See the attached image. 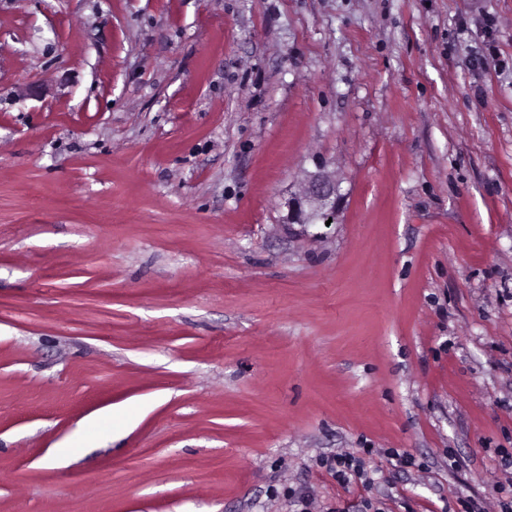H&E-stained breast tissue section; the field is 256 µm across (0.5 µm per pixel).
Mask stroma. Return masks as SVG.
Listing matches in <instances>:
<instances>
[{
    "label": "stroma",
    "mask_w": 512,
    "mask_h": 512,
    "mask_svg": "<svg viewBox=\"0 0 512 512\" xmlns=\"http://www.w3.org/2000/svg\"><path fill=\"white\" fill-rule=\"evenodd\" d=\"M510 454L512 0H0V512H499ZM341 195L336 178L317 164V171L309 173L297 193L288 200L289 224H312L318 214L335 223ZM307 208V210H306ZM320 467L340 485L349 486L355 478L365 474L362 459L346 453H337L320 460Z\"/></svg>",
    "instance_id": "1"
}]
</instances>
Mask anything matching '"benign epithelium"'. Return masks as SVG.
<instances>
[{
  "label": "benign epithelium",
  "instance_id": "7a95c632",
  "mask_svg": "<svg viewBox=\"0 0 512 512\" xmlns=\"http://www.w3.org/2000/svg\"><path fill=\"white\" fill-rule=\"evenodd\" d=\"M341 195L336 178L317 165V171L307 175L297 193L288 199V223L312 224L317 215L336 218Z\"/></svg>",
  "mask_w": 512,
  "mask_h": 512
}]
</instances>
